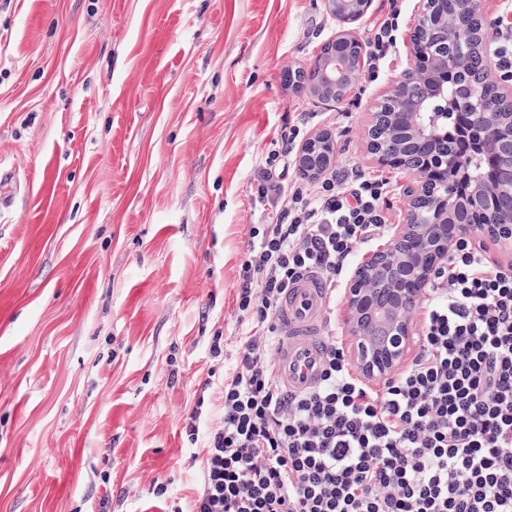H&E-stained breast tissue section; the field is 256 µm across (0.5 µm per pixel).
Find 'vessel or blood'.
<instances>
[{
	"mask_svg": "<svg viewBox=\"0 0 512 512\" xmlns=\"http://www.w3.org/2000/svg\"><path fill=\"white\" fill-rule=\"evenodd\" d=\"M330 298L320 279L311 275L299 280L282 305L288 325L287 339L279 352L278 375L291 392H303L320 381L328 338L322 329Z\"/></svg>",
	"mask_w": 512,
	"mask_h": 512,
	"instance_id": "1",
	"label": "vessel or blood"
}]
</instances>
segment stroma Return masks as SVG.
<instances>
[{
	"label": "stroma",
	"instance_id": "stroma-1",
	"mask_svg": "<svg viewBox=\"0 0 512 512\" xmlns=\"http://www.w3.org/2000/svg\"><path fill=\"white\" fill-rule=\"evenodd\" d=\"M418 4L334 103L283 80L335 36L325 0H0V512H191L259 166L304 112L338 164L408 181L367 129Z\"/></svg>",
	"mask_w": 512,
	"mask_h": 512
}]
</instances>
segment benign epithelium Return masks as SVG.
Returning a JSON list of instances; mask_svg holds the SVG:
<instances>
[{
	"label": "benign epithelium",
	"instance_id": "obj_1",
	"mask_svg": "<svg viewBox=\"0 0 512 512\" xmlns=\"http://www.w3.org/2000/svg\"><path fill=\"white\" fill-rule=\"evenodd\" d=\"M371 0H356L357 7L338 8L340 0H326V7L336 18L339 30L329 41V55H319L312 64V78L326 84L336 82V74L343 58L336 48L349 45L362 49L354 34V26L370 6ZM416 63L409 67L403 78L421 82L428 91H440L435 80L439 65L415 53ZM475 134L488 153H502L497 169V180L512 187V125L501 137L483 132L485 113H473ZM326 141V150L311 155L308 146ZM370 154L381 163L412 171L416 178L407 182L402 190L406 201L407 223L397 226L388 245L370 254L357 265L348 278L344 300L346 306V332L351 338L350 356L359 366L368 382L382 381L394 374L405 361L411 346L416 343L413 308L424 296L434 274L443 267L453 244L469 235L485 244L487 235L500 241L512 239V213L507 220L493 226L492 232L478 229L464 221H449L457 201L448 186V167L437 156H427L418 164H408L394 153H379L369 148ZM301 169L316 175L335 162L331 136L319 132L308 137L300 148Z\"/></svg>",
	"mask_w": 512,
	"mask_h": 512
}]
</instances>
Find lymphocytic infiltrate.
I'll use <instances>...</instances> for the list:
<instances>
[{
	"mask_svg": "<svg viewBox=\"0 0 512 512\" xmlns=\"http://www.w3.org/2000/svg\"><path fill=\"white\" fill-rule=\"evenodd\" d=\"M401 0L370 24L369 81L398 48ZM306 118L282 127L251 188L254 210L228 336L220 418L192 412L201 448L192 512H512V264L458 239L427 290L419 352L390 378L365 381L342 341L320 381L287 392L275 376L288 334L280 305L303 275L338 293L361 249L388 228L387 178L332 166L298 178Z\"/></svg>",
	"mask_w": 512,
	"mask_h": 512,
	"instance_id": "f902f5d3",
	"label": "lymphocytic infiltrate"
}]
</instances>
